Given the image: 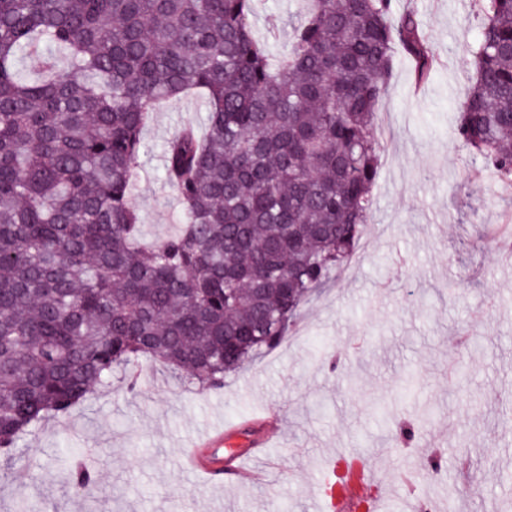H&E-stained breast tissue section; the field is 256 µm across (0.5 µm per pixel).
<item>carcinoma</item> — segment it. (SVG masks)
<instances>
[{
	"label": "carcinoma",
	"instance_id": "cac0c4a2",
	"mask_svg": "<svg viewBox=\"0 0 512 512\" xmlns=\"http://www.w3.org/2000/svg\"><path fill=\"white\" fill-rule=\"evenodd\" d=\"M258 0H0V451L152 357L199 390L224 386L287 335L351 261L380 163L374 109L397 56L437 60L394 0H308L275 54ZM457 138L512 186V0H477ZM43 57L24 78L18 59ZM70 56L61 68L57 54ZM201 97L205 134L163 147L177 231L149 245L131 202L143 129ZM76 497L97 490L69 469Z\"/></svg>",
	"mask_w": 512,
	"mask_h": 512
}]
</instances>
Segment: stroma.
I'll return each instance as SVG.
<instances>
[{
    "label": "stroma",
    "mask_w": 512,
    "mask_h": 512,
    "mask_svg": "<svg viewBox=\"0 0 512 512\" xmlns=\"http://www.w3.org/2000/svg\"><path fill=\"white\" fill-rule=\"evenodd\" d=\"M302 0H259L256 26L287 21ZM414 9L438 58L425 86L400 59L376 109L381 131L374 208L355 259L303 304L279 347L198 390L186 374L145 360L139 394L108 391L25 441V490L44 512H310V489L330 450L362 448L387 476L386 512L434 502L437 512H495L512 500V259L482 227L512 212L495 177L456 138L451 112L469 85L475 0H396ZM199 99L153 113L137 161L133 203L154 240L180 220L163 181L165 141L202 126ZM479 180L473 205L457 186ZM457 375H450V367ZM279 429L258 481L214 485L182 469L186 441L212 426ZM102 490L82 500L59 481L73 464Z\"/></svg>",
    "instance_id": "1"
}]
</instances>
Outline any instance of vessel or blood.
Returning <instances> with one entry per match:
<instances>
[{
    "label": "vessel or blood",
    "mask_w": 512,
    "mask_h": 512,
    "mask_svg": "<svg viewBox=\"0 0 512 512\" xmlns=\"http://www.w3.org/2000/svg\"><path fill=\"white\" fill-rule=\"evenodd\" d=\"M237 433L234 426L207 432L187 450L189 465L212 482L248 477L246 459L266 454L273 432L259 430L242 446L235 441ZM339 459L353 475L340 486L329 474L314 484L317 512H384L385 500L378 492L383 478L369 467L363 452L343 453Z\"/></svg>",
    "instance_id": "vessel-or-blood-1"
}]
</instances>
